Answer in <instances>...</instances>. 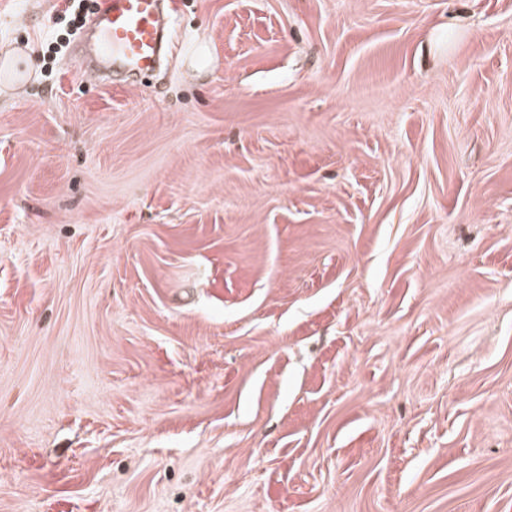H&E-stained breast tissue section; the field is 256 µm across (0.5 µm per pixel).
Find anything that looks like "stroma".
Returning a JSON list of instances; mask_svg holds the SVG:
<instances>
[{"label": "stroma", "instance_id": "obj_1", "mask_svg": "<svg viewBox=\"0 0 512 512\" xmlns=\"http://www.w3.org/2000/svg\"><path fill=\"white\" fill-rule=\"evenodd\" d=\"M0 0V512H512V0H177L154 74Z\"/></svg>", "mask_w": 512, "mask_h": 512}]
</instances>
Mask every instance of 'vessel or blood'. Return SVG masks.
Returning a JSON list of instances; mask_svg holds the SVG:
<instances>
[{
    "label": "vessel or blood",
    "mask_w": 512,
    "mask_h": 512,
    "mask_svg": "<svg viewBox=\"0 0 512 512\" xmlns=\"http://www.w3.org/2000/svg\"><path fill=\"white\" fill-rule=\"evenodd\" d=\"M94 30L107 37L112 48L87 50L91 61L83 69L86 76L98 78L101 70L128 76L154 68L167 43V30L160 18V0H110L109 7L96 12Z\"/></svg>",
    "instance_id": "vessel-or-blood-1"
}]
</instances>
